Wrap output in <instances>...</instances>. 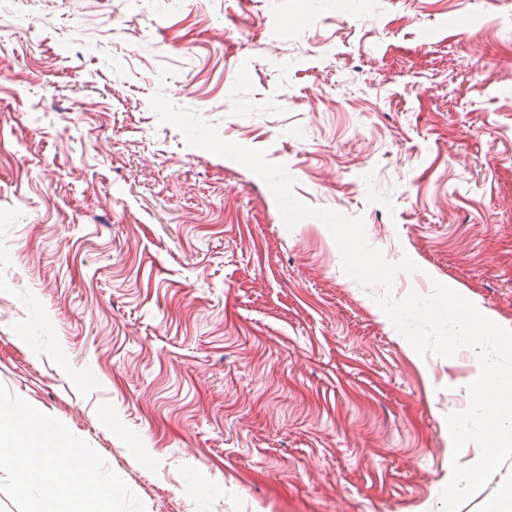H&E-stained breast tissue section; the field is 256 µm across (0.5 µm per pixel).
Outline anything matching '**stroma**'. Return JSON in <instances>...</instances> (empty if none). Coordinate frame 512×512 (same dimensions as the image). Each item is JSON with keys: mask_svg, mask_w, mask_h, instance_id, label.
<instances>
[{"mask_svg": "<svg viewBox=\"0 0 512 512\" xmlns=\"http://www.w3.org/2000/svg\"><path fill=\"white\" fill-rule=\"evenodd\" d=\"M0 384L145 512H439L474 353L412 359L327 227L150 98L362 217L396 298L512 327V0H0ZM458 17L461 27L448 25Z\"/></svg>", "mask_w": 512, "mask_h": 512, "instance_id": "obj_1", "label": "stroma"}]
</instances>
